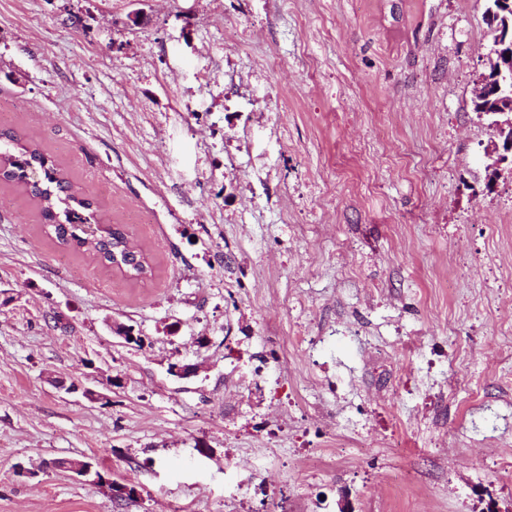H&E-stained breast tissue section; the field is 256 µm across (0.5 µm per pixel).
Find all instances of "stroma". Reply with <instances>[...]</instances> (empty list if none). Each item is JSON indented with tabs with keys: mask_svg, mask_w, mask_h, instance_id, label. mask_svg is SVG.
<instances>
[{
	"mask_svg": "<svg viewBox=\"0 0 512 512\" xmlns=\"http://www.w3.org/2000/svg\"><path fill=\"white\" fill-rule=\"evenodd\" d=\"M486 7L0 0V128L153 266L0 185V512H512ZM3 148V152H2ZM0 179L22 185L36 199L45 232L60 245L96 254L106 267L116 268L130 280L144 279L152 272L147 256L125 252L126 233L120 224H102L97 237L83 231L84 224H101L92 200L79 191L62 169L55 167L38 145H22L10 131H0ZM42 172L39 183L26 180L32 169Z\"/></svg>",
	"mask_w": 512,
	"mask_h": 512,
	"instance_id": "35a3bbf8",
	"label": "stroma"
}]
</instances>
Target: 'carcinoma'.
Wrapping results in <instances>:
<instances>
[{"instance_id": "1", "label": "carcinoma", "mask_w": 512, "mask_h": 512, "mask_svg": "<svg viewBox=\"0 0 512 512\" xmlns=\"http://www.w3.org/2000/svg\"><path fill=\"white\" fill-rule=\"evenodd\" d=\"M42 172L38 183L27 181V173ZM0 180L22 185L36 199L45 232L59 244L76 251L96 254L106 267L115 268L130 280H139L152 272L145 254L125 252L126 233L120 224H105L97 237L90 238L83 225L98 219L92 200L79 191L62 169L49 162L37 145H22L10 131H0Z\"/></svg>"}]
</instances>
